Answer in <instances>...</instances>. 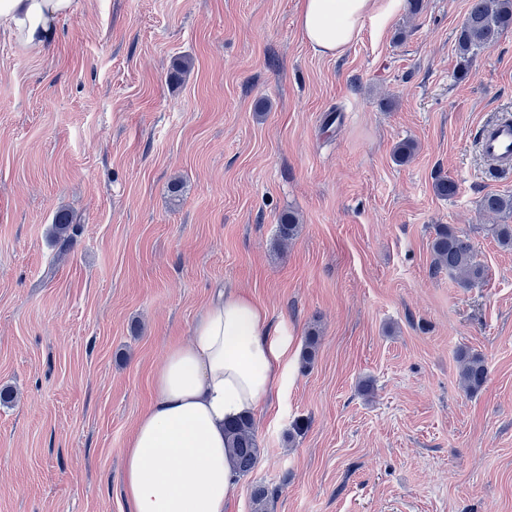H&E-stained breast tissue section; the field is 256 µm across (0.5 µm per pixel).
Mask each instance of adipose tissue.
Wrapping results in <instances>:
<instances>
[{"instance_id":"adipose-tissue-1","label":"adipose tissue","mask_w":512,"mask_h":512,"mask_svg":"<svg viewBox=\"0 0 512 512\" xmlns=\"http://www.w3.org/2000/svg\"><path fill=\"white\" fill-rule=\"evenodd\" d=\"M399 0H300L305 42L343 54L365 25L383 26ZM74 0H0V28L41 50ZM290 345L267 311L232 293L209 305L187 343L171 347L152 379L153 399L122 453L132 512H224L240 483L226 420L253 414L288 364Z\"/></svg>"}]
</instances>
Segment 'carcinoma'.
<instances>
[{"instance_id":"1","label":"carcinoma","mask_w":512,"mask_h":512,"mask_svg":"<svg viewBox=\"0 0 512 512\" xmlns=\"http://www.w3.org/2000/svg\"><path fill=\"white\" fill-rule=\"evenodd\" d=\"M510 31L512 0H471L455 38L461 73H467L481 53L496 45ZM478 210L506 217L512 214V196L486 194L478 201ZM72 230L73 216L66 210L58 211L54 216L53 231L60 248L69 246ZM299 231L300 224L291 216L287 223L277 225V237L282 243L295 239ZM491 231L500 246L512 249V224H495ZM431 251L434 268L455 274L461 286L469 288L482 280L483 268L476 261L472 244L450 227L438 228L431 241ZM458 362L462 387L472 393L481 390L487 379V367L482 357L462 349L458 353ZM224 435L237 473L241 477L248 475L260 457L252 416L240 417L225 425ZM272 494L273 490L266 485H253L250 495L252 512H266Z\"/></svg>"}]
</instances>
